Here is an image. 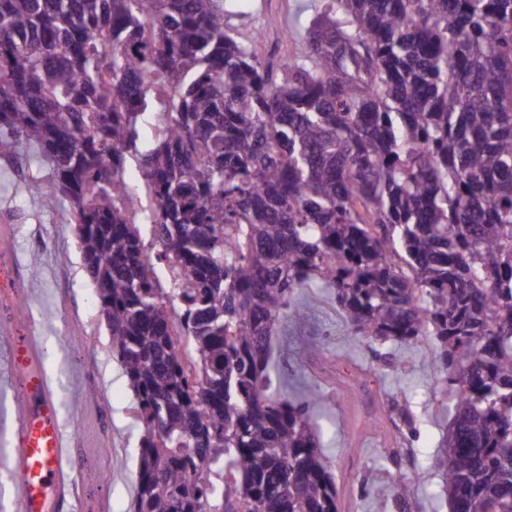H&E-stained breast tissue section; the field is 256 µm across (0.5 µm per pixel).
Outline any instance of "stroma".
<instances>
[{
  "label": "stroma",
  "instance_id": "obj_1",
  "mask_svg": "<svg viewBox=\"0 0 512 512\" xmlns=\"http://www.w3.org/2000/svg\"><path fill=\"white\" fill-rule=\"evenodd\" d=\"M325 8V0H241L227 7L226 23L238 40L253 42L265 65L302 51L301 33ZM49 168L30 149L0 156V232L11 239L15 263L30 266L22 284L23 310L0 315V512H19L14 467L17 383L9 370L17 332L36 337L39 359L56 396L65 453L82 483L69 497L68 512H83L92 499L100 512H133L142 426L133 416L134 394L112 353L94 287L77 247L70 202L43 208L29 190ZM308 318L272 339V380L295 393L319 389L326 397L315 409L323 452L343 496L342 512H372L371 480L387 451L383 434L362 430L351 406L347 381L362 380L395 412L410 413L411 427L399 428L396 468L411 474L412 492L403 512H451L442 490L437 451L452 417V392L435 383L427 360L433 338L407 346L404 365L393 369L381 346L357 341L343 321L330 289L307 288L299 297Z\"/></svg>",
  "mask_w": 512,
  "mask_h": 512
}]
</instances>
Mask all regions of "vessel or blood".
Returning <instances> with one entry per match:
<instances>
[{"instance_id":"obj_1","label":"vessel or blood","mask_w":512,"mask_h":512,"mask_svg":"<svg viewBox=\"0 0 512 512\" xmlns=\"http://www.w3.org/2000/svg\"><path fill=\"white\" fill-rule=\"evenodd\" d=\"M11 362L23 373L15 439L20 512H62L69 482L57 401L38 365L34 336L15 337Z\"/></svg>"}]
</instances>
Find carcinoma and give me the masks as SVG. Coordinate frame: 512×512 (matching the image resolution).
<instances>
[{
    "label": "carcinoma",
    "instance_id": "obj_1",
    "mask_svg": "<svg viewBox=\"0 0 512 512\" xmlns=\"http://www.w3.org/2000/svg\"><path fill=\"white\" fill-rule=\"evenodd\" d=\"M306 34L276 76L224 0H0V156L37 149L43 205L73 204L143 427L134 512H338L322 396L269 369L314 284L371 343L437 340L452 512H512V0H328Z\"/></svg>",
    "mask_w": 512,
    "mask_h": 512
}]
</instances>
